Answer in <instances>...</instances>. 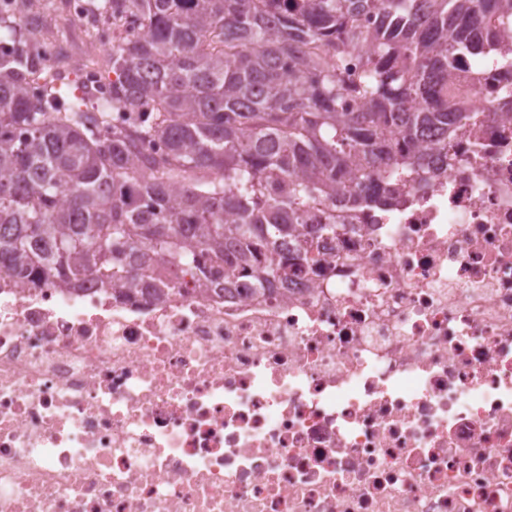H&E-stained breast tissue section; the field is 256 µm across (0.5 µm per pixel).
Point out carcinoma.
<instances>
[{"instance_id":"obj_1","label":"carcinoma","mask_w":512,"mask_h":512,"mask_svg":"<svg viewBox=\"0 0 512 512\" xmlns=\"http://www.w3.org/2000/svg\"><path fill=\"white\" fill-rule=\"evenodd\" d=\"M9 2L0 26L23 23L0 41V267L64 288L103 267L157 280L202 247L226 277L303 272L304 202L393 206L395 185L369 187L376 165L427 166V134L463 118L437 100L448 68L512 31V0H85L89 39L123 15L137 32L74 65L40 55L65 36L62 8ZM363 43L373 53L344 73ZM87 67L114 75L109 97L72 87Z\"/></svg>"}]
</instances>
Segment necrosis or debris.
I'll return each mask as SVG.
<instances>
[{
    "instance_id": "4bbe7bcc",
    "label": "necrosis or debris",
    "mask_w": 512,
    "mask_h": 512,
    "mask_svg": "<svg viewBox=\"0 0 512 512\" xmlns=\"http://www.w3.org/2000/svg\"><path fill=\"white\" fill-rule=\"evenodd\" d=\"M444 91L468 121L382 167L396 207L307 201L315 263L287 283L0 269V512H512L499 51Z\"/></svg>"
}]
</instances>
